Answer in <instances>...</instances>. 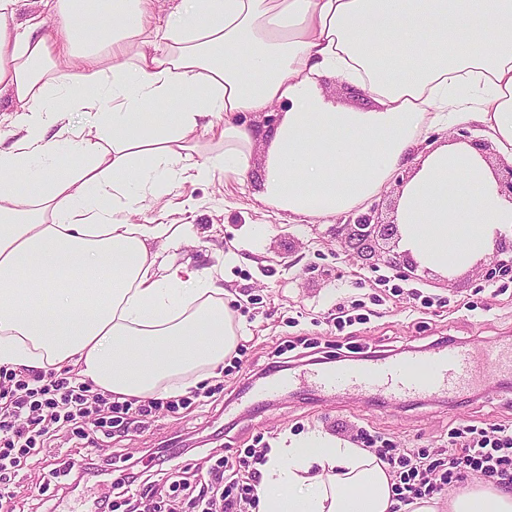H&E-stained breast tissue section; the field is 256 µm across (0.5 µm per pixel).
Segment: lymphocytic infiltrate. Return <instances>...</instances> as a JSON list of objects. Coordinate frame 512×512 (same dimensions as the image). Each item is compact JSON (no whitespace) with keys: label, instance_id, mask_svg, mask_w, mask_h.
Returning <instances> with one entry per match:
<instances>
[{"label":"lymphocytic infiltrate","instance_id":"1","mask_svg":"<svg viewBox=\"0 0 512 512\" xmlns=\"http://www.w3.org/2000/svg\"><path fill=\"white\" fill-rule=\"evenodd\" d=\"M157 401L140 405L113 400L84 383L53 371H13L0 368V500L11 498L10 487L31 458L46 453L51 441L68 435L95 446V433L109 436L128 431L135 419L157 408ZM460 442L448 452L447 461L431 458L411 448L392 452L380 447L376 454L395 479L397 501L409 505L442 486L469 476L499 478L512 484V434L504 429L475 427L456 430ZM210 486L190 500L192 512H247L260 482L258 470L243 477L224 479V464L212 468Z\"/></svg>","mask_w":512,"mask_h":512}]
</instances>
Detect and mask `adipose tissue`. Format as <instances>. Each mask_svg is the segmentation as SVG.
Wrapping results in <instances>:
<instances>
[{
    "label": "adipose tissue",
    "instance_id": "ef3b65f1",
    "mask_svg": "<svg viewBox=\"0 0 512 512\" xmlns=\"http://www.w3.org/2000/svg\"><path fill=\"white\" fill-rule=\"evenodd\" d=\"M29 5L0 0V367H72L121 401L215 376L237 344L223 286L154 250L185 225L130 217L173 177L245 181L259 144L262 198L298 216L356 210L408 171L394 222L421 269L464 271L512 240V199L478 148L417 149L425 126L473 119L512 163V0H54L48 19ZM331 79L373 108L328 98ZM275 105V126L237 120ZM202 132L223 151L196 159ZM260 471L255 512L395 505L388 466L327 432L284 434ZM413 512H512V490L477 478Z\"/></svg>",
    "mask_w": 512,
    "mask_h": 512
}]
</instances>
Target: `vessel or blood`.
Returning <instances> with one entry per match:
<instances>
[{
    "label": "vessel or blood",
    "mask_w": 512,
    "mask_h": 512,
    "mask_svg": "<svg viewBox=\"0 0 512 512\" xmlns=\"http://www.w3.org/2000/svg\"><path fill=\"white\" fill-rule=\"evenodd\" d=\"M512 378V341L508 339L441 342L411 348L404 355L379 354L367 364L339 371L310 369L282 373L253 389L248 401L259 405L276 393L308 383L331 397L356 391L374 399L400 404L416 399H455L470 392L480 372Z\"/></svg>",
    "instance_id": "vessel-or-blood-1"
}]
</instances>
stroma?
<instances>
[{"label":"stroma","mask_w":512,"mask_h":512,"mask_svg":"<svg viewBox=\"0 0 512 512\" xmlns=\"http://www.w3.org/2000/svg\"><path fill=\"white\" fill-rule=\"evenodd\" d=\"M260 190L255 176L243 184L221 175L208 183L175 178L161 199H143L132 217L145 224L164 211L187 224L191 244L168 256L177 264L224 271V301L234 313L237 348L254 371L276 365L300 372L308 345L333 367L338 359L353 364L393 346L512 339V280H487L485 262L449 277L421 270L415 279L402 280L387 264L384 241H376L364 258L348 246L349 214L291 215L263 201ZM246 224L261 227L251 249L241 243ZM230 253L238 262L228 271L224 257ZM242 383L235 354L228 355L222 375L190 389L187 403L161 407L128 435L99 437L101 457L112 461L110 474L86 478L75 491L49 502H42L36 477L18 476L19 512L46 506L62 512L74 501L92 503L109 493L129 458L152 476L156 468L146 455L156 448L168 449L170 468L197 488L210 482L214 459L237 463L241 451L271 447L287 432L321 430L347 439L363 428L391 447L414 448L444 461L451 429L512 426V395L497 392L492 383L453 401L388 406L354 393L323 398L297 391L256 408L239 405Z\"/></svg>","instance_id":"35a3bbf8"}]
</instances>
